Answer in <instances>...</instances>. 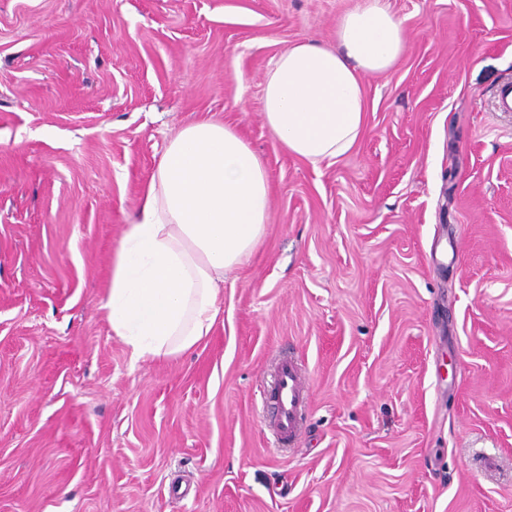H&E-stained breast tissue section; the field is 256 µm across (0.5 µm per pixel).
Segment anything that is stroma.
I'll list each match as a JSON object with an SVG mask.
<instances>
[{
  "mask_svg": "<svg viewBox=\"0 0 512 512\" xmlns=\"http://www.w3.org/2000/svg\"><path fill=\"white\" fill-rule=\"evenodd\" d=\"M386 2L408 50L314 166L264 75L357 0H0V512H512V0ZM206 118L261 158L266 230L211 335L136 362L112 252ZM286 352L311 406L279 448Z\"/></svg>",
  "mask_w": 512,
  "mask_h": 512,
  "instance_id": "1",
  "label": "stroma"
}]
</instances>
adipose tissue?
I'll use <instances>...</instances> for the list:
<instances>
[{"mask_svg": "<svg viewBox=\"0 0 512 512\" xmlns=\"http://www.w3.org/2000/svg\"><path fill=\"white\" fill-rule=\"evenodd\" d=\"M406 50L385 0H359L337 20L334 45L306 41L274 57L266 126L311 164L344 156L365 124L363 76L389 72ZM269 190L260 158L229 126L203 120L171 137L112 253L105 308L133 360L176 356L210 335L225 271L265 233Z\"/></svg>", "mask_w": 512, "mask_h": 512, "instance_id": "adipose-tissue-1", "label": "adipose tissue"}]
</instances>
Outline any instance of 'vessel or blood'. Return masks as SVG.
Wrapping results in <instances>:
<instances>
[{
	"label": "vessel or blood",
	"instance_id": "obj_1",
	"mask_svg": "<svg viewBox=\"0 0 512 512\" xmlns=\"http://www.w3.org/2000/svg\"><path fill=\"white\" fill-rule=\"evenodd\" d=\"M276 376V384L269 395V424L276 435L289 440L294 437L301 417L310 404L308 382L290 358L280 361Z\"/></svg>",
	"mask_w": 512,
	"mask_h": 512
}]
</instances>
